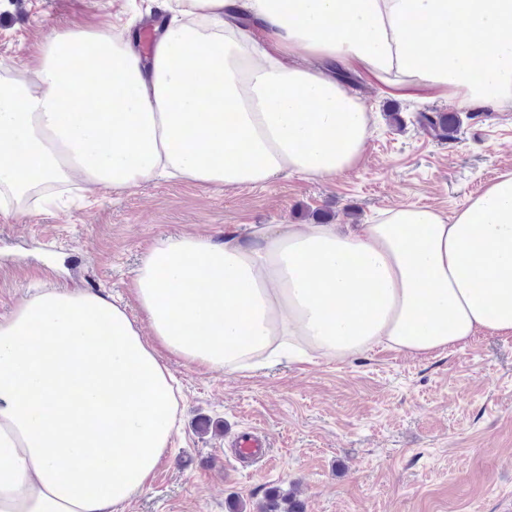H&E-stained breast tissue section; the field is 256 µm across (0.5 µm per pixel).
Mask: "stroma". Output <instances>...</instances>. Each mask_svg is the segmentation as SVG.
<instances>
[{"mask_svg":"<svg viewBox=\"0 0 512 512\" xmlns=\"http://www.w3.org/2000/svg\"><path fill=\"white\" fill-rule=\"evenodd\" d=\"M161 0H0V63L21 66L55 30L131 24L142 34ZM370 113L360 161L329 179L282 175L261 185L204 187L157 179L97 189L92 204L0 213V317L35 289L79 288L122 300L161 241L223 242L264 224H368L379 210L452 215L512 172V105L460 111L438 138L421 112H451L441 92L396 97L361 76ZM178 427L146 489L125 512H235L272 493L303 512H505L512 505V338L480 332L429 356L375 349L344 361L280 360L227 374L169 359ZM267 438V463L239 460L244 429Z\"/></svg>","mask_w":512,"mask_h":512,"instance_id":"35a3bbf8","label":"stroma"}]
</instances>
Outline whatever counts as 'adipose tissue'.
<instances>
[{
	"instance_id": "adipose-tissue-1",
	"label": "adipose tissue",
	"mask_w": 512,
	"mask_h": 512,
	"mask_svg": "<svg viewBox=\"0 0 512 512\" xmlns=\"http://www.w3.org/2000/svg\"><path fill=\"white\" fill-rule=\"evenodd\" d=\"M135 40L52 32L0 68V210L75 182L158 177L227 187L332 178L368 137L330 73L357 67L399 95L461 110L512 101V0H162ZM305 53L308 65L294 64ZM148 326L111 296L49 289L0 319V512H123L177 424L158 349L227 373L288 353L342 361L429 355L512 337V172L452 218L427 207L373 224H276L223 243L168 239L131 284Z\"/></svg>"
}]
</instances>
